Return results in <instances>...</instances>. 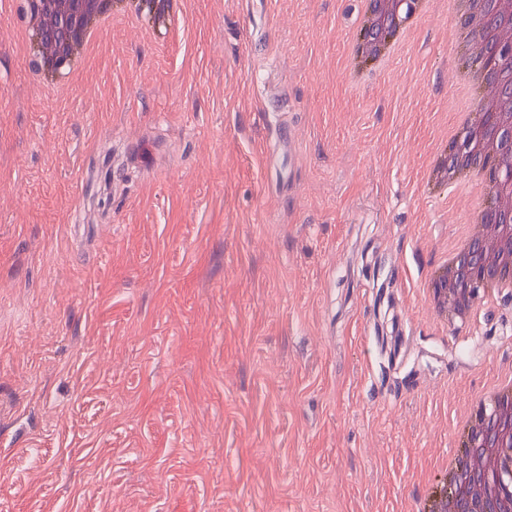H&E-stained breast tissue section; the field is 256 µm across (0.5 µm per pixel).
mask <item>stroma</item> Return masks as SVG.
<instances>
[{
	"label": "stroma",
	"instance_id": "35a3bbf8",
	"mask_svg": "<svg viewBox=\"0 0 512 512\" xmlns=\"http://www.w3.org/2000/svg\"><path fill=\"white\" fill-rule=\"evenodd\" d=\"M364 16L178 0L39 81L0 22V512H416L512 298L429 307L464 30L367 62Z\"/></svg>",
	"mask_w": 512,
	"mask_h": 512
}]
</instances>
